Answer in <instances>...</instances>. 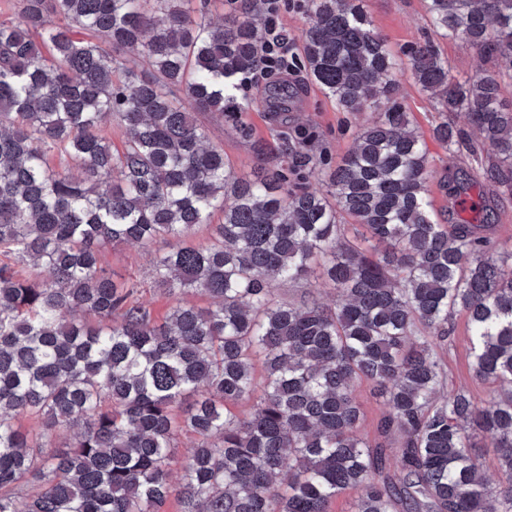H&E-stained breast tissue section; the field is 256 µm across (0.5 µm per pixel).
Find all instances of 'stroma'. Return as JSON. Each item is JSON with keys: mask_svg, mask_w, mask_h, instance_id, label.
<instances>
[{"mask_svg": "<svg viewBox=\"0 0 512 512\" xmlns=\"http://www.w3.org/2000/svg\"><path fill=\"white\" fill-rule=\"evenodd\" d=\"M363 6L373 29L386 37L392 48L410 45L427 32L424 0H363ZM292 82L303 86L304 92L285 116L266 107L264 85H256L247 93V100L253 103L252 108L243 115L250 129L249 136H242L230 122L209 113L200 114L199 120L207 128L211 142L223 147L225 156L233 162L240 175H249L262 166L272 168L279 165L286 148L295 144L297 132L303 128L315 130L316 149L327 153L332 161H339L351 146L358 115L337 111L305 73H296ZM401 102L411 122L426 134L429 155L435 168L447 178L446 184L435 183L431 186L436 208L446 210L458 219L479 222L478 213L458 205L454 193L459 178H473L471 195H482L494 214V239L499 242L512 241V193L481 179L477 164L467 152H449L447 147L432 137V128L439 114L433 101L419 92L412 81H404ZM101 261L112 270L118 282L136 284L139 298L149 305L156 316H164L180 301L196 305L204 302L203 297L197 294L188 293L175 298L152 288L148 257L138 245L106 247ZM437 353L447 375L446 391L463 388L481 400L493 396L494 386L477 379L471 371V350L464 315L454 317L452 333L447 342L438 345Z\"/></svg>", "mask_w": 512, "mask_h": 512, "instance_id": "obj_1", "label": "stroma"}]
</instances>
